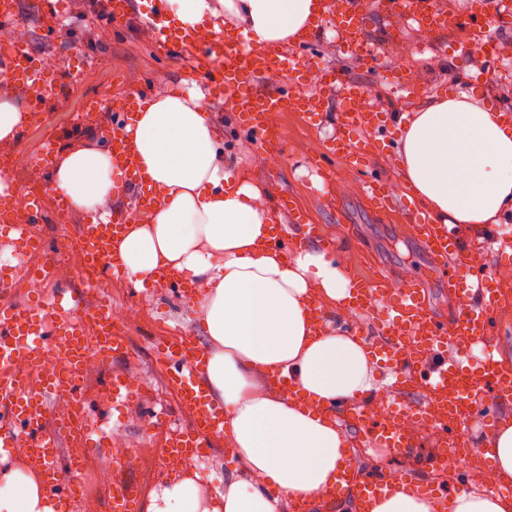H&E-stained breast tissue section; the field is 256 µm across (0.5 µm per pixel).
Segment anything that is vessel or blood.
I'll return each instance as SVG.
<instances>
[{"mask_svg":"<svg viewBox=\"0 0 512 512\" xmlns=\"http://www.w3.org/2000/svg\"><path fill=\"white\" fill-rule=\"evenodd\" d=\"M388 8L391 14L417 20L434 32L446 31L457 23L454 16L436 7L435 0H390ZM141 20L152 32L158 54L172 59L190 57L209 83L213 98L234 97L241 125L260 145L272 144L276 139L272 125L267 122L269 114L289 110L299 113L306 124H313L321 98L336 88V74L329 70L323 71L319 84L310 80L311 59L305 51L312 46V39L299 42V52L295 55L286 54L279 47L249 49L220 31L210 32L208 38L202 39L194 32L173 26L167 0H149V8ZM500 21V13L481 11L472 15L469 25L471 46L491 59L497 53L489 31ZM320 22L345 30L350 47L359 46L362 19L350 0H334L333 4L324 5ZM85 76V66L81 63L63 72L42 69L38 55L20 42L13 43L7 53H0V77L25 92L27 108L36 115L45 113ZM264 76L279 77V87L269 93L258 92L255 81ZM363 95L358 85L346 87L343 119L336 136L327 141L323 158L344 157L355 167H365L374 148L365 131L378 129L381 119L379 113L358 108ZM149 98V92L144 90L125 95L116 110L117 126L130 124L134 113ZM111 144L112 155L122 171L112 192L120 195L137 183V165L127 136L116 135ZM362 194L381 212L390 210L397 200H404L419 242L428 255L435 257L448 290L456 299V310L451 321L440 320L432 314L420 280L408 279L401 287L392 288L373 275L354 277L349 310L355 315L379 317L380 330L387 341L379 346L378 352L392 363L397 384L412 378L421 382L425 392V401L409 406V413L429 419L448 448L444 460L457 467L464 466L465 452L459 444L469 422L480 419L489 429L497 424V416L486 400L487 392H494L501 401L512 399V365L495 359L491 339V314L500 304V294L486 285L488 268L469 263V250L463 244L458 226L431 223L415 197L405 196L381 178L365 180ZM151 203L150 193L145 190L134 209H113L104 216L94 215L80 225V241L95 269L97 283L122 277L115 245L125 225L135 222L138 213L147 210ZM280 207L300 226L299 233L290 236L281 229L274 238L275 247L290 256L317 238L315 227L306 223L291 197H282ZM41 208L42 202L36 196L31 198L21 217L15 214L12 203L0 204V239L41 255L43 261L37 272L44 275L53 267V253L31 229L40 218ZM94 320L98 332L90 336L84 329L83 310L76 302L63 313L46 310L37 301L24 309L0 308V423L9 425L8 431H0V446L11 448L17 442H24L29 463L44 472L48 491L67 510L79 496V483L74 475L81 469V459L72 457L65 474L57 470L54 460L59 436L78 443L90 432L78 377L90 356L107 361L127 351L124 337L111 325L108 309H99ZM477 344L482 345L485 358L475 371L463 364L462 357L466 347ZM160 352L171 365L167 377L170 389L192 413L190 425L175 430L167 443L166 459L173 463L203 447L205 438L223 436L224 408L210 398L202 381L205 352L193 337L182 336L163 343ZM50 353L57 358L59 371L46 377L39 387H32L27 377L19 373V366L39 364ZM136 384L133 376L113 374L110 389L114 403L133 397ZM51 399L58 402L59 410L54 427L49 430L43 420ZM364 409V404L355 403L349 411L375 447L396 455L411 447L413 437L402 426L380 418H366ZM405 484L422 496L437 494L434 486L414 482L409 476L395 480L382 475L358 478L348 466L327 495L333 498L349 492L367 505L385 491ZM112 512H136L135 491L121 479L113 484Z\"/></svg>","mask_w":512,"mask_h":512,"instance_id":"b4317fda","label":"vessel or blood"}]
</instances>
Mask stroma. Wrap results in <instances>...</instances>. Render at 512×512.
I'll return each mask as SVG.
<instances>
[{
  "mask_svg": "<svg viewBox=\"0 0 512 512\" xmlns=\"http://www.w3.org/2000/svg\"><path fill=\"white\" fill-rule=\"evenodd\" d=\"M359 2L368 24L365 39L369 55L348 53L343 34L329 27L320 31L314 52L325 66L362 86L368 97L388 116L379 146L370 159L373 175L398 180V118L400 114L429 106L453 92L455 86L449 83V75L461 71L470 73L468 86L478 97L512 109V69L491 70L486 57L467 42L465 22L483 7L486 0H437L442 9L451 3L456 6L459 23L449 35L432 34L398 17L388 16L381 5L382 0ZM96 10L94 0H75L70 15L63 21L68 29L67 36L53 39L48 35L52 25L51 12L34 13L25 8L21 11L20 25L10 32L13 40L27 43L34 52L54 58L60 67L70 66L78 57L89 64L80 89L64 94L58 100L41 129L25 123L12 143L17 153L24 157L23 163L10 172L15 186L35 188L44 203L43 220L36 225V232L49 241L65 237L70 242L67 255L60 261L58 278L52 284L56 290L74 288L80 283L76 269L81 249L76 243V231L85 215L73 211L66 218H58L54 213L55 193L48 171H40L38 180H31L40 136H56L63 146L79 145L88 137L103 140L105 129L112 123L111 113H99L97 122L87 125L72 118L71 112L76 100L109 93L118 77L132 75L143 87L160 86L182 91L192 89L196 79L186 66L155 52L152 33L137 21L143 11L141 5H133L127 19L112 27L105 38L94 24ZM409 46L418 51L417 56L411 57L410 64L424 89L421 96L411 100L395 90L394 81L388 76L393 57ZM338 109L337 98L324 100L320 107L324 119L314 127L305 125L296 113H279L275 123L280 135L277 150L282 155V162L276 168L266 166L262 150L240 128L231 100L211 104L207 115L218 131L219 143L233 178L242 177L258 185L272 203L277 201L280 193L290 194L298 209L317 226L320 236L338 241L347 275L377 273L393 282L407 274L418 276L428 293L432 312L452 318L455 299L449 295L447 285L407 224L402 209H393L385 215L375 212L355 190L354 184L361 181L362 176L345 159L332 160L333 172L327 179L311 169V160L319 158L324 142L336 133ZM484 260L494 272L492 287L506 290L508 294L494 315V323L501 330L498 337L500 356L512 360V259L489 250L485 252ZM103 295L112 306L123 308L127 313L118 330L125 337L129 352L106 362L90 358L81 378V389L89 420L107 422L112 436L121 437L131 466L122 474L110 467H95L94 460L102 455V448H84L85 464L92 467L93 475L73 512H110L112 487L122 475L137 484L138 504L146 506L149 494L159 487L169 470L164 462L167 428L157 420L152 407L160 403L170 406L176 403L175 395L165 384L166 368L157 360L155 346L161 338L176 336L183 331L195 338L201 335L196 315L199 298L186 295L183 289L157 282L139 291L129 281H115L109 284L104 294H86V312L96 311ZM115 372L135 375L145 387L144 392L118 410L106 400L103 387L106 377ZM336 419L350 437V457L360 473L404 471L417 478L433 479L447 495L477 486L472 471L460 472L451 465L428 469V462L436 454L431 440L415 439L411 451L397 457L368 446L359 427L348 422L346 409H338Z\"/></svg>",
  "mask_w": 512,
  "mask_h": 512,
  "instance_id": "1",
  "label": "stroma"
}]
</instances>
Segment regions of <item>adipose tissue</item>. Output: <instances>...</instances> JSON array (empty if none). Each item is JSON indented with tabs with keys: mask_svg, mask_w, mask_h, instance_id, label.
Returning a JSON list of instances; mask_svg holds the SVG:
<instances>
[{
	"mask_svg": "<svg viewBox=\"0 0 512 512\" xmlns=\"http://www.w3.org/2000/svg\"><path fill=\"white\" fill-rule=\"evenodd\" d=\"M183 28L227 20L249 45L296 42L320 0H168ZM197 90L156 94L126 131L140 175L156 199L145 221L127 225L120 261L137 289L171 273L203 291L198 315L208 355L203 380L224 405V447L241 469L209 494L197 475L164 480L146 512H308L349 465V438L335 411L373 389V358L348 332L326 326L311 306L343 309L351 281L342 262L309 249L286 257L269 239L274 218L262 190L231 180L217 130ZM400 176L437 224H497L512 213V121L457 92L398 119ZM119 168L109 146L63 147L51 184L73 208L112 200ZM291 383L285 392L275 376ZM41 474L0 462V512H56ZM371 512H512V502L468 490L439 502L399 487Z\"/></svg>",
	"mask_w": 512,
	"mask_h": 512,
	"instance_id": "1",
	"label": "adipose tissue"
}]
</instances>
